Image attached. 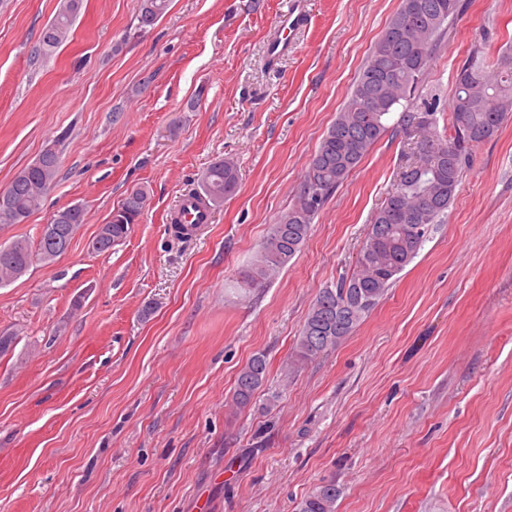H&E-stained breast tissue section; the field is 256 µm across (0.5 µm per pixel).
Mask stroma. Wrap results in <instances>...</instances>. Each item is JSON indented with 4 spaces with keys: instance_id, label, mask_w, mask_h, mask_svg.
Returning <instances> with one entry per match:
<instances>
[{
    "instance_id": "obj_1",
    "label": "stroma",
    "mask_w": 512,
    "mask_h": 512,
    "mask_svg": "<svg viewBox=\"0 0 512 512\" xmlns=\"http://www.w3.org/2000/svg\"><path fill=\"white\" fill-rule=\"evenodd\" d=\"M290 0H84L69 39L32 54L61 0H0V189L48 146L41 208L0 228L38 241L86 222L54 263L0 288V512H295L318 484L336 512H512V119L480 145L436 225L376 309L288 372L321 289L349 276L412 146L380 139L261 287L249 265L400 0H305L310 22L268 59ZM419 96L447 122L471 45L512 52V0H467ZM234 195L192 235L170 215L220 159ZM148 205L107 253L88 243L127 190ZM150 316H143L144 307ZM267 380L232 401L256 353ZM169 0H140L138 7V24L145 28L151 22H156L166 12ZM155 22V23H156Z\"/></svg>"
}]
</instances>
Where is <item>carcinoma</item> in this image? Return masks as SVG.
Masks as SVG:
<instances>
[{"label":"carcinoma","instance_id":"1","mask_svg":"<svg viewBox=\"0 0 512 512\" xmlns=\"http://www.w3.org/2000/svg\"><path fill=\"white\" fill-rule=\"evenodd\" d=\"M81 6L82 0H61L32 49L34 56L49 57L65 43ZM168 6L169 0H139V26L159 20ZM466 8V0H401L307 164L292 207L272 224L255 260L239 272L241 286L252 289L294 259L321 211L309 205L305 187L315 188L324 203L387 133L401 131L415 139V157L397 170L394 188L373 214L352 274L336 288L322 289L311 304L296 343L298 363L337 347L370 315L417 256L434 226L446 222L474 149L495 137L512 117V60L494 62L477 45L456 74L450 128H439L434 102L416 99L415 92L447 26ZM395 113L399 117L393 123ZM428 145L437 153H425ZM59 168V152L48 147L19 169L7 185L6 198L0 199V226L26 223L40 209ZM238 184V169L230 160L212 163L200 181L202 195L212 205L233 195ZM147 201L144 188L131 189L89 247L105 253L124 241ZM63 211L62 219L51 221V231L41 232L37 247L24 237L0 244V288L23 277L34 259L42 261L68 250L86 221V212L79 204ZM266 378V356L253 355L237 375L234 404L239 408L250 405ZM341 494L335 482H324L297 505V512H336Z\"/></svg>","mask_w":512,"mask_h":512}]
</instances>
